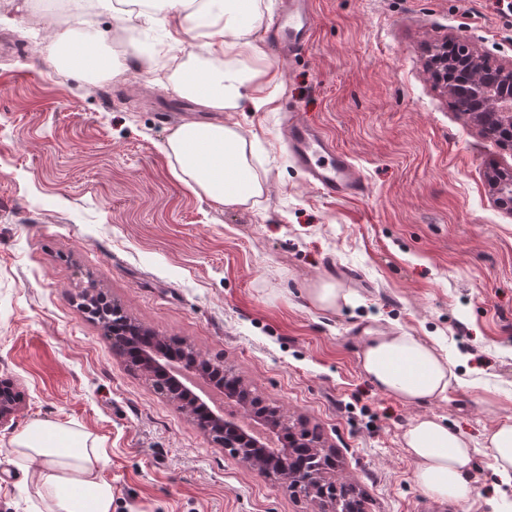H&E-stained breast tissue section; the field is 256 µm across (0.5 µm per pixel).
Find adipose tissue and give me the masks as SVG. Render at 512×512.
I'll list each match as a JSON object with an SVG mask.
<instances>
[{
  "label": "adipose tissue",
  "instance_id": "1",
  "mask_svg": "<svg viewBox=\"0 0 512 512\" xmlns=\"http://www.w3.org/2000/svg\"><path fill=\"white\" fill-rule=\"evenodd\" d=\"M175 22L189 21L209 41L217 57L249 55L252 33L261 15L257 0H166ZM58 59L70 70L110 76L112 55L97 53L85 61L68 34L57 38ZM178 92L216 112L238 108L250 99L255 109L269 105L252 73L224 68L176 69ZM172 175L193 193L224 206L260 197L263 184L250 162L246 137L221 123L187 122L167 140ZM366 378L406 404L445 398L454 378L448 360L432 345L399 329L373 331L360 352ZM403 443L415 462L414 480L427 494L465 507L473 500L471 472L475 450L461 432L438 419L419 417L409 424ZM14 456L37 473L33 491L45 512H112L111 481L103 476L108 459L86 433L36 422L13 439Z\"/></svg>",
  "mask_w": 512,
  "mask_h": 512
}]
</instances>
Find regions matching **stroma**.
<instances>
[{"mask_svg": "<svg viewBox=\"0 0 512 512\" xmlns=\"http://www.w3.org/2000/svg\"><path fill=\"white\" fill-rule=\"evenodd\" d=\"M311 46L281 59L265 41L277 0L244 59L273 70L270 105L185 110L124 45L157 33L156 54L209 60L197 31L174 30L168 6L117 21L110 0L90 15L72 0H0V376L26 394L0 428V512H37L33 472L11 464L12 440L36 421L90 434L104 448L115 512H319L213 443L117 356L80 307L104 292L136 323L224 361L266 402L321 435L339 482L364 512H462L415 483L407 426L435 417L477 448L471 512H512L486 437L512 421V215L487 175L512 151L457 112L427 70L428 45L466 40L512 60V15L495 0H312ZM96 33L113 77L51 60L56 34ZM174 123L236 126L265 182L257 203L226 207L170 172ZM320 127L350 154L365 196L308 185L283 140L285 116ZM331 280L351 295L336 310L307 291ZM408 331L447 355L446 398L408 405L363 374V328Z\"/></svg>", "mask_w": 512, "mask_h": 512, "instance_id": "35a3bbf8", "label": "stroma"}]
</instances>
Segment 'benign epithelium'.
I'll return each instance as SVG.
<instances>
[{"instance_id": "1", "label": "benign epithelium", "mask_w": 512, "mask_h": 512, "mask_svg": "<svg viewBox=\"0 0 512 512\" xmlns=\"http://www.w3.org/2000/svg\"><path fill=\"white\" fill-rule=\"evenodd\" d=\"M428 66L438 77L445 93L453 100L455 108L468 116L488 138L501 142V146L512 149V61H492L487 56L461 44V53L448 57V45H437L428 49ZM496 206L512 213V168L496 169L488 175ZM139 331L133 327H112V336L118 337L123 347L138 346ZM132 363L151 377L158 378V391H168L177 409L182 413L197 415L196 407L203 404L185 384L169 374L155 358L151 350H138V357ZM189 377L198 376L204 381L224 389L226 397L240 402L242 410L267 424L272 430L281 429L284 416L276 412L270 416L260 401H250L248 389L241 381L231 376L225 367H214L208 360L193 355L185 363ZM24 397L13 383L0 379V427L11 420L22 409ZM209 419L203 421L200 429L216 443L224 444L231 456L248 465L263 477L269 476V469L277 466L283 471L286 487L305 497L320 492L327 497L326 488L317 475L301 467L288 469V461L271 457L266 448L247 436L234 422L220 411H208ZM294 446L298 448H321V438L312 435L307 428L292 433Z\"/></svg>"}]
</instances>
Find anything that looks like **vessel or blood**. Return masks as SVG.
<instances>
[{
    "label": "vessel or blood",
    "mask_w": 512,
    "mask_h": 512,
    "mask_svg": "<svg viewBox=\"0 0 512 512\" xmlns=\"http://www.w3.org/2000/svg\"><path fill=\"white\" fill-rule=\"evenodd\" d=\"M313 30L309 0H282L272 23V37L281 57L308 46ZM288 150L307 173L309 185L323 194L356 198L366 193V179L352 157L301 118L291 119L288 125Z\"/></svg>",
    "instance_id": "b4317fda"
}]
</instances>
